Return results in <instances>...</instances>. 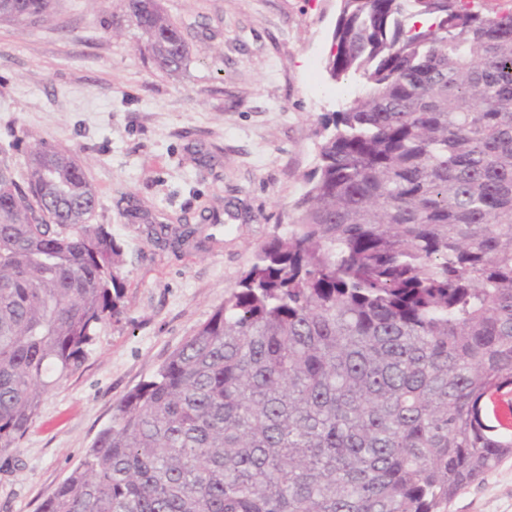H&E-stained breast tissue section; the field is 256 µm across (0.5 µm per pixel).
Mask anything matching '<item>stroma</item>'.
Listing matches in <instances>:
<instances>
[{
    "instance_id": "35a3bbf8",
    "label": "stroma",
    "mask_w": 512,
    "mask_h": 512,
    "mask_svg": "<svg viewBox=\"0 0 512 512\" xmlns=\"http://www.w3.org/2000/svg\"><path fill=\"white\" fill-rule=\"evenodd\" d=\"M182 23L187 65L153 68L123 0H52L38 23L0 22V166L25 170L15 140L42 137L84 167L92 223L123 249L124 312L44 398L0 456V512L43 501L110 426L115 405L208 319L259 246L287 224L316 163L320 119L359 76L325 69L337 0H161ZM218 227L179 247L150 238L180 216ZM448 512H512V457Z\"/></svg>"
}]
</instances>
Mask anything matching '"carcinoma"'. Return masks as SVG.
<instances>
[{
  "label": "carcinoma",
  "instance_id": "carcinoma-1",
  "mask_svg": "<svg viewBox=\"0 0 512 512\" xmlns=\"http://www.w3.org/2000/svg\"><path fill=\"white\" fill-rule=\"evenodd\" d=\"M50 0H0V19ZM155 67L186 66L160 0H125ZM415 17L429 24L416 26ZM288 228L116 406L40 512H448L512 457V10L339 0ZM83 167L44 139L0 167V453L123 312L122 249ZM199 227L183 217L173 243Z\"/></svg>",
  "mask_w": 512,
  "mask_h": 512
}]
</instances>
